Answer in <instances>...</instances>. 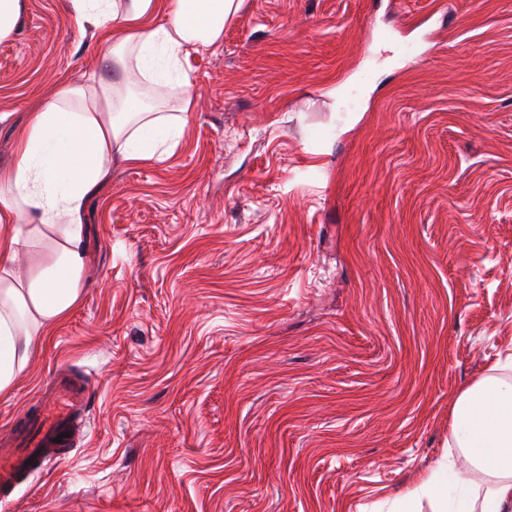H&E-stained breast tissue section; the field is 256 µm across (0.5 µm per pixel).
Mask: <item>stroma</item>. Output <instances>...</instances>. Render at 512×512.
I'll return each instance as SVG.
<instances>
[{"label":"stroma","instance_id":"35a3bbf8","mask_svg":"<svg viewBox=\"0 0 512 512\" xmlns=\"http://www.w3.org/2000/svg\"><path fill=\"white\" fill-rule=\"evenodd\" d=\"M66 2L0 41V169L106 71ZM184 67L180 137L113 162L81 300L0 399L1 431L78 375L81 439L0 512H389L512 351V0H243Z\"/></svg>","mask_w":512,"mask_h":512}]
</instances>
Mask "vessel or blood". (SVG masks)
Returning <instances> with one entry per match:
<instances>
[{
    "label": "vessel or blood",
    "mask_w": 512,
    "mask_h": 512,
    "mask_svg": "<svg viewBox=\"0 0 512 512\" xmlns=\"http://www.w3.org/2000/svg\"><path fill=\"white\" fill-rule=\"evenodd\" d=\"M81 383L60 378L49 390L48 407H37L17 417L0 433V497L9 498L27 462L39 459L45 449L69 447L75 412L83 404Z\"/></svg>",
    "instance_id": "b4317fda"
}]
</instances>
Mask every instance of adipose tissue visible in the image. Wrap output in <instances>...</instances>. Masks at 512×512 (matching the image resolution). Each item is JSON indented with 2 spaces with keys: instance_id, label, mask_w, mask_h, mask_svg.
Listing matches in <instances>:
<instances>
[{
  "instance_id": "adipose-tissue-1",
  "label": "adipose tissue",
  "mask_w": 512,
  "mask_h": 512,
  "mask_svg": "<svg viewBox=\"0 0 512 512\" xmlns=\"http://www.w3.org/2000/svg\"><path fill=\"white\" fill-rule=\"evenodd\" d=\"M242 0H68L71 15L92 28L113 70L188 83L184 63L217 45ZM167 19H149L158 8ZM174 117L144 109L102 78L61 79L31 112L16 144V163L0 171V397L9 396L33 346L81 299L87 196L112 171L113 159L151 160L152 134L172 135ZM55 235L38 270L18 264L45 231ZM448 445L461 449L467 473L455 474L456 496L438 477L425 486L448 512H512V353L458 396ZM487 487L476 494L473 475Z\"/></svg>"
}]
</instances>
